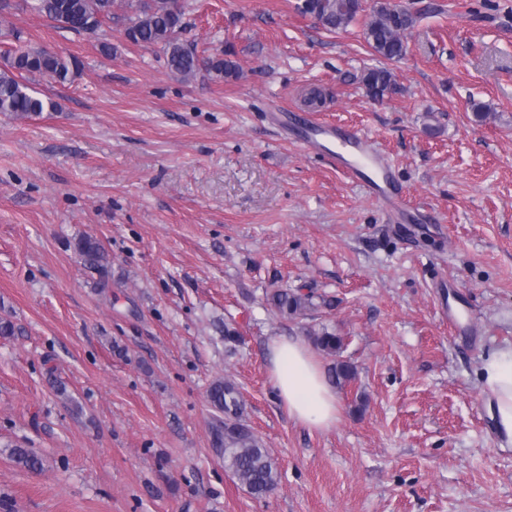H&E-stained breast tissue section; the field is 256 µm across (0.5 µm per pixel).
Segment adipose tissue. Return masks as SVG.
<instances>
[{
    "label": "adipose tissue",
    "mask_w": 512,
    "mask_h": 512,
    "mask_svg": "<svg viewBox=\"0 0 512 512\" xmlns=\"http://www.w3.org/2000/svg\"><path fill=\"white\" fill-rule=\"evenodd\" d=\"M274 389L292 419L308 429L335 425L336 395L319 364L298 339L274 337L268 344ZM484 393L500 447H512V348L498 351L483 366Z\"/></svg>",
    "instance_id": "adipose-tissue-1"
}]
</instances>
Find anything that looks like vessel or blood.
<instances>
[{
  "mask_svg": "<svg viewBox=\"0 0 512 512\" xmlns=\"http://www.w3.org/2000/svg\"><path fill=\"white\" fill-rule=\"evenodd\" d=\"M322 136L335 138L336 164L341 170L360 179L371 197L381 203L390 216L399 218L405 214V200L389 163L371 148L366 137L328 125L309 127L304 139L313 147Z\"/></svg>",
  "mask_w": 512,
  "mask_h": 512,
  "instance_id": "1",
  "label": "vessel or blood"
}]
</instances>
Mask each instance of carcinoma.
Listing matches in <instances>:
<instances>
[{
	"instance_id": "obj_1",
	"label": "carcinoma",
	"mask_w": 512,
	"mask_h": 512,
	"mask_svg": "<svg viewBox=\"0 0 512 512\" xmlns=\"http://www.w3.org/2000/svg\"><path fill=\"white\" fill-rule=\"evenodd\" d=\"M357 0H304L301 12L317 19L330 31L346 28L359 14ZM427 4L415 11L401 8L385 0L366 24L364 38L372 50L386 60L405 55V33L417 19L431 11ZM187 0H36V12L54 23L66 20L65 30L83 36L97 33L116 11L125 14V38L133 44L156 47L163 55L165 67L172 73L191 78L200 72L216 79L238 78L239 65L230 50L200 51L194 41L186 38L185 16ZM6 63L0 68V113L16 118L56 110V102L37 91L32 81L46 78L64 85L72 81L79 69L78 59L65 56L42 46L23 45L3 51ZM361 83L366 94L381 99L396 88L392 72L384 66L364 70ZM76 248L85 264L102 273L109 260L101 244L92 237L80 239ZM267 303L283 319L303 317L307 311L328 305L325 299L313 301V295L298 289L278 288L266 297ZM313 345L321 352L338 357L333 367L336 383L344 385L355 379L354 367L341 359L343 339L326 327L309 331ZM208 400L216 414L210 422L212 443L224 460V469L247 488L261 497L277 484L278 472L269 451L248 424L238 386L226 379L212 383ZM16 461L29 469L42 467V460L26 448L12 449Z\"/></svg>"
}]
</instances>
